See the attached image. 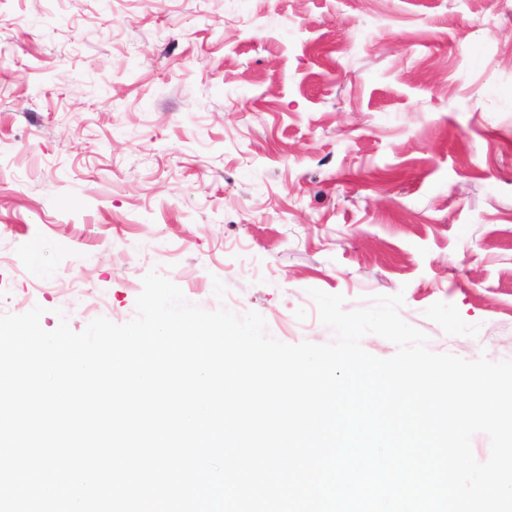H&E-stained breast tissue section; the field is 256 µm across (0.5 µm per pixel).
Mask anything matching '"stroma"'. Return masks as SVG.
Returning a JSON list of instances; mask_svg holds the SVG:
<instances>
[{
	"instance_id": "1",
	"label": "stroma",
	"mask_w": 512,
	"mask_h": 512,
	"mask_svg": "<svg viewBox=\"0 0 512 512\" xmlns=\"http://www.w3.org/2000/svg\"><path fill=\"white\" fill-rule=\"evenodd\" d=\"M152 271L512 360V0H0V306L123 324Z\"/></svg>"
}]
</instances>
